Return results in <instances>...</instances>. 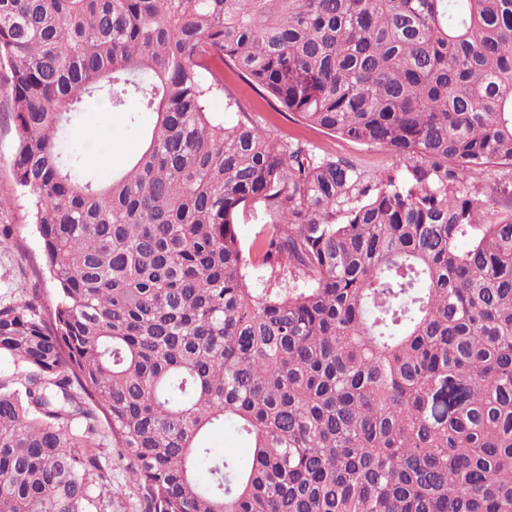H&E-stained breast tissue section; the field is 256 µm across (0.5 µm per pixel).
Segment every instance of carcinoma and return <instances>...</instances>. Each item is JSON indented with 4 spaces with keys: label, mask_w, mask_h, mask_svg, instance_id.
Returning a JSON list of instances; mask_svg holds the SVG:
<instances>
[{
    "label": "carcinoma",
    "mask_w": 512,
    "mask_h": 512,
    "mask_svg": "<svg viewBox=\"0 0 512 512\" xmlns=\"http://www.w3.org/2000/svg\"><path fill=\"white\" fill-rule=\"evenodd\" d=\"M228 71L404 172L271 136ZM0 95L55 287L0 306V512H97L103 421L144 512H512V195L469 182L512 168V0H0ZM92 107L143 137L106 178ZM502 173L501 168L491 167L487 172L473 174L470 179L471 183L484 191L485 199L488 201V210L496 209L495 203L503 188L512 192V179L510 180V176L503 177ZM266 229V217L264 212L253 208L240 216L238 232L242 242L248 246L255 238H261ZM210 447L217 453L224 452L226 455L236 457L243 465L247 464L250 459V449L246 448V445L228 429L213 435L210 439Z\"/></svg>",
    "instance_id": "obj_1"
}]
</instances>
